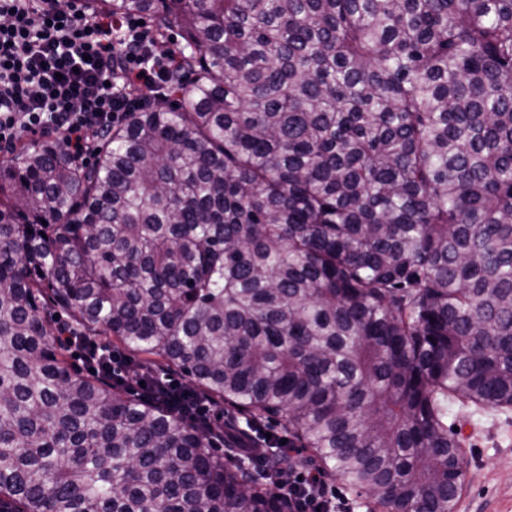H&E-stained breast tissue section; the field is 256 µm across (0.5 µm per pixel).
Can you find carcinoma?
I'll list each match as a JSON object with an SVG mask.
<instances>
[{
  "label": "carcinoma",
  "mask_w": 512,
  "mask_h": 512,
  "mask_svg": "<svg viewBox=\"0 0 512 512\" xmlns=\"http://www.w3.org/2000/svg\"><path fill=\"white\" fill-rule=\"evenodd\" d=\"M180 33L91 165L0 156V512H276L273 420L380 512H453L448 407L512 408V0H88ZM86 336L227 409L222 447ZM60 340L65 344L67 350L79 354L90 368L95 370L96 375L101 377H115V373L124 371L129 360L122 355L104 348L96 340L89 336H81L72 327L62 329Z\"/></svg>",
  "instance_id": "1"
}]
</instances>
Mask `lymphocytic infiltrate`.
I'll list each match as a JSON object with an SVG mask.
<instances>
[{
    "instance_id": "f902f5d3",
    "label": "lymphocytic infiltrate",
    "mask_w": 512,
    "mask_h": 512,
    "mask_svg": "<svg viewBox=\"0 0 512 512\" xmlns=\"http://www.w3.org/2000/svg\"><path fill=\"white\" fill-rule=\"evenodd\" d=\"M173 66L138 18L94 19L59 0H0V149L26 133H53L71 159L89 162L113 124L155 102ZM61 341L96 375L112 377L128 364L74 328L63 329ZM144 390L177 417L207 425L208 401L185 395L171 374H151ZM282 494L284 512H353L308 469L289 471Z\"/></svg>"
}]
</instances>
